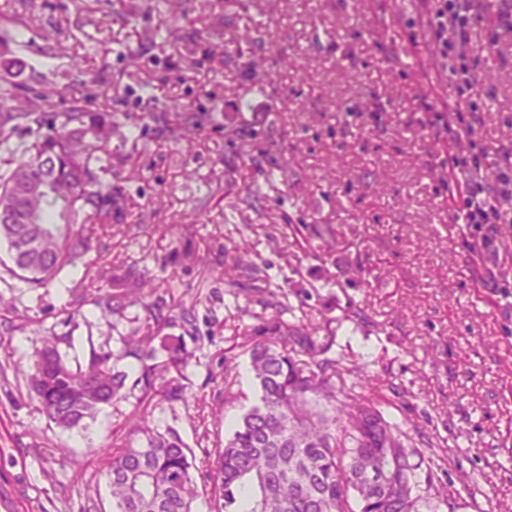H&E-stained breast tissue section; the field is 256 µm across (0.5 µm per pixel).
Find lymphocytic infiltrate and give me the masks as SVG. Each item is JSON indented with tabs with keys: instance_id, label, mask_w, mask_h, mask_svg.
<instances>
[{
	"instance_id": "obj_1",
	"label": "lymphocytic infiltrate",
	"mask_w": 512,
	"mask_h": 512,
	"mask_svg": "<svg viewBox=\"0 0 512 512\" xmlns=\"http://www.w3.org/2000/svg\"><path fill=\"white\" fill-rule=\"evenodd\" d=\"M476 0H432L426 24L431 29L440 58L452 59L458 78L459 97L448 111V122L469 152L449 151L448 186L461 202L463 221L484 227L481 237L483 265L487 273L499 269L498 234L501 225L512 224V153H504L494 171H487V152L475 137V121L481 107L473 71L470 29Z\"/></svg>"
}]
</instances>
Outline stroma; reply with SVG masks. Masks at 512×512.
Here are the masks:
<instances>
[{"instance_id": "stroma-1", "label": "stroma", "mask_w": 512, "mask_h": 512, "mask_svg": "<svg viewBox=\"0 0 512 512\" xmlns=\"http://www.w3.org/2000/svg\"><path fill=\"white\" fill-rule=\"evenodd\" d=\"M153 3L97 0L89 12L81 0H0L1 83L53 84L62 110L86 84L118 81L126 111L142 116L177 98L212 118L188 140L142 116L146 179L129 183L123 222L99 230V273L75 295L20 287L0 247V295L13 301L0 308V512H112L103 472L142 411L189 445L194 507L209 512L208 463L226 437L214 420L241 412L224 401V352L264 312L254 302L239 316L222 276L244 233L258 253L257 276L298 288L306 310L336 318L357 305L383 324L380 332L339 330L337 340L356 364L396 385L384 394L386 419L447 441L449 472L476 474L475 486L459 490L457 512H512V294L481 282L473 229L445 221L450 135L436 116L454 104L456 87L434 53L425 0H183L163 46L144 35L161 20ZM483 3L471 33L483 94L476 137L493 165L512 148V31L496 29V0ZM247 25L258 29L266 58L264 89L254 93L224 57ZM82 32L105 56L85 55L75 39ZM80 55L85 63L73 68ZM143 78L153 93L146 107L137 99ZM228 124L270 131L286 147L288 178L260 201L247 203L224 165ZM283 213L332 225L350 248L319 261L277 223ZM356 262L364 280L345 287L344 270ZM138 278L153 290H137ZM327 279L334 287H324ZM119 291L129 300L122 313L93 317V301ZM148 303L192 310L198 337L176 324L148 327ZM145 328L156 348L182 337L190 363L164 379L184 399L142 402L138 363L126 358L117 364L128 374L123 398L82 435L47 420L26 383L45 336L69 338L70 356L84 364Z\"/></svg>"}]
</instances>
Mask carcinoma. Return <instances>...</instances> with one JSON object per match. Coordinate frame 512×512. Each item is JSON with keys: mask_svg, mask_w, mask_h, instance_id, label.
<instances>
[{"mask_svg": "<svg viewBox=\"0 0 512 512\" xmlns=\"http://www.w3.org/2000/svg\"><path fill=\"white\" fill-rule=\"evenodd\" d=\"M256 40L245 28L235 55L249 54L239 68L241 83L260 80L262 56L254 53ZM31 94L35 108H10L7 103ZM54 87L39 90L28 85H0V243L20 271L16 278L28 288L57 281L69 294L74 289L59 277L64 268L82 269L81 278L96 273L95 261L83 256L91 251L92 234L72 236L75 224H117L126 214L127 188L108 180L112 161L126 172L125 181L144 179L139 156L148 144L132 154L112 151L118 117L138 127L130 113L116 112L123 103L94 89L73 99L63 112L55 110ZM100 101L96 110L88 101ZM151 119L180 138L202 130L208 109L191 108L172 99ZM234 155L224 166L244 171L247 196L259 198L254 176L285 171L282 153L271 136L232 132ZM242 161L238 166L235 161ZM249 164H243V161ZM28 215L37 223L26 224ZM281 219L295 237H301L314 256L323 250H345L329 224H293ZM253 242L240 237L233 263L224 267L225 284L248 298L257 297L270 311L260 317L252 336L231 346L239 352L224 356V402L238 398L234 390L237 358L248 356V372L257 387L253 404L229 423L224 447L209 462V478L220 504L212 512H456L453 491L435 483L445 472L448 445L423 432L418 440L401 426L386 420L379 409V390L386 380L355 365L342 352L332 351V320L317 317L289 303L284 289H271L265 279L240 276L255 267ZM99 315H114L126 307L120 294L94 302ZM148 319L158 323L192 325V314L173 308L166 316L144 305ZM344 318L357 325L378 323L359 306ZM147 337L134 331L122 339V348L93 352L86 365L73 366L59 349L62 339L51 335L26 375L29 390L41 412L63 431H80L112 401L122 397L125 374L117 362L133 358L139 363L137 382L143 396L161 394L183 398V389L158 382L160 366L179 372L186 367L183 349L165 345V358L146 348ZM131 431L138 446L126 444L112 453L105 472L112 496V512H193L198 497L189 446L180 434L164 430L146 416L138 417Z\"/></svg>", "mask_w": 512, "mask_h": 512, "instance_id": "carcinoma-1", "label": "carcinoma"}]
</instances>
